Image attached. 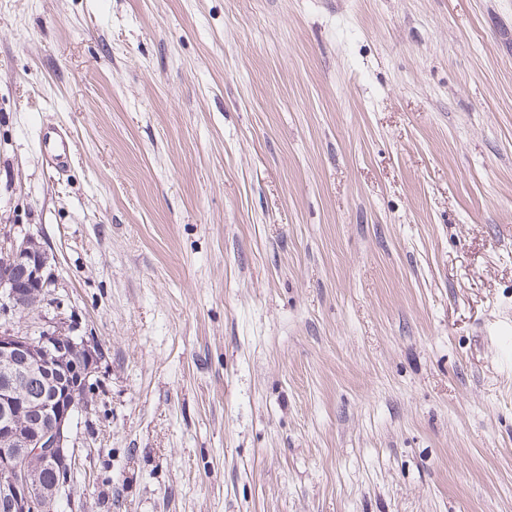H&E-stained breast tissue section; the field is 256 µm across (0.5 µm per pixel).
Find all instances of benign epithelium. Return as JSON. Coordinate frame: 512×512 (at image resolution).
<instances>
[{"instance_id":"benign-epithelium-1","label":"benign epithelium","mask_w":512,"mask_h":512,"mask_svg":"<svg viewBox=\"0 0 512 512\" xmlns=\"http://www.w3.org/2000/svg\"><path fill=\"white\" fill-rule=\"evenodd\" d=\"M1 265L0 512H57L78 473L71 426L92 405L103 353L76 334V316L66 323L44 313L61 308L58 275L34 234L0 231Z\"/></svg>"}]
</instances>
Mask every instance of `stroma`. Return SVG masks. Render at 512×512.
Returning <instances> with one entry per match:
<instances>
[{
  "label": "stroma",
  "instance_id": "35a3bbf8",
  "mask_svg": "<svg viewBox=\"0 0 512 512\" xmlns=\"http://www.w3.org/2000/svg\"><path fill=\"white\" fill-rule=\"evenodd\" d=\"M1 224L104 353L59 512H512V0H0ZM72 144L66 133L52 125L43 128L42 137L38 140L42 157L58 169H63L68 164Z\"/></svg>",
  "mask_w": 512,
  "mask_h": 512
}]
</instances>
